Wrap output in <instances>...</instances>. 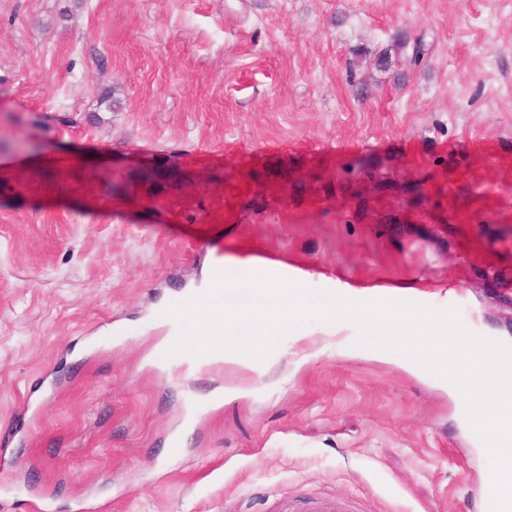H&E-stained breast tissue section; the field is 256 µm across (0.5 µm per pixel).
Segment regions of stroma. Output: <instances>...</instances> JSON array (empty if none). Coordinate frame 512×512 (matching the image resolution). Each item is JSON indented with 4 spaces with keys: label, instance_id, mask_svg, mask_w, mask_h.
<instances>
[{
    "label": "stroma",
    "instance_id": "obj_1",
    "mask_svg": "<svg viewBox=\"0 0 512 512\" xmlns=\"http://www.w3.org/2000/svg\"><path fill=\"white\" fill-rule=\"evenodd\" d=\"M0 141V512H482L461 399L403 355L170 360L156 318L220 248L511 340L512 0H0ZM450 170L499 203L449 222Z\"/></svg>",
    "mask_w": 512,
    "mask_h": 512
}]
</instances>
